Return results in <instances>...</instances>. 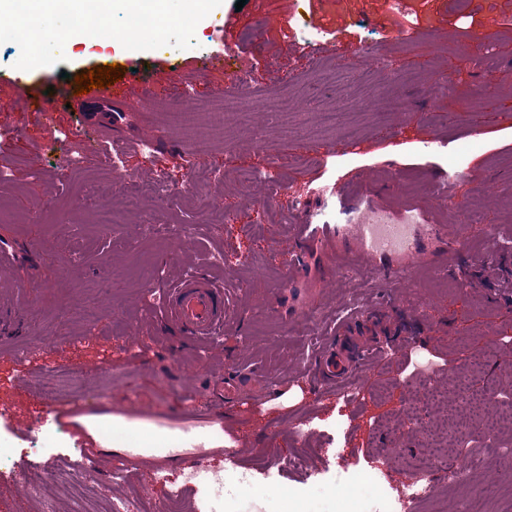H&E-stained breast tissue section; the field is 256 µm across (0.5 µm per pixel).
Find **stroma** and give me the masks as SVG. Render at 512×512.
<instances>
[{
    "label": "stroma",
    "mask_w": 512,
    "mask_h": 512,
    "mask_svg": "<svg viewBox=\"0 0 512 512\" xmlns=\"http://www.w3.org/2000/svg\"><path fill=\"white\" fill-rule=\"evenodd\" d=\"M236 2L209 0L198 20L184 0H167L177 24L164 37L130 32L117 11L104 18L106 33L85 40L0 44V170L7 173L0 240L15 254L14 265L0 269V305L24 317L15 334L0 335V445L16 451L14 478L0 482V512H40L26 492L39 465L26 452L44 383L59 389L50 432L65 481L93 478L92 498L111 500L118 512L135 503L153 512L173 494L183 512H347L359 496L354 476L369 471L396 498L413 467L434 453L408 434L412 409L441 428L463 385L512 394V252L504 249L512 242V0H472L466 12L449 0H404L400 14L386 0ZM310 21L323 30L317 55L307 52ZM235 48L252 66L249 85L234 91L226 74L196 71V61ZM488 56L495 59L489 76ZM113 63L124 69L118 94L140 138L162 139L155 149L101 142L86 113L67 106L77 75ZM324 71L347 75L373 100L353 115V132L309 128L310 112L347 107L321 79ZM44 94L49 113L29 111L27 98ZM284 96L293 104L285 120ZM66 151L82 162L64 175ZM115 152L144 189L137 209L109 172ZM281 157L294 165L277 167ZM452 165L463 174L460 186L446 202L434 201L433 183ZM199 168L209 177L182 198ZM270 168L275 181L246 188L234 180L239 170ZM159 181L167 193H151ZM334 183L355 208L401 220L421 213L455 224L471 199L482 206L481 223L464 231L472 287L416 292L378 273H348L337 260L335 278L310 306L315 340L333 336L336 310L350 295L370 308L392 306L410 332L398 357L377 356L352 375L358 396L348 401L311 377L315 340L295 335L297 316L273 303L293 246L292 197L312 199ZM100 204L111 208L112 228L98 224ZM147 224L160 232L146 234ZM219 255L216 274L235 319L215 351L173 334L161 294L182 268ZM88 305L98 308L91 325L75 316ZM20 343L31 352L23 364L13 358ZM413 352L441 370L440 401L411 378ZM229 370L244 382L245 397L220 408L211 380ZM267 378L277 381L274 392H266ZM499 417V406L488 405L466 439L449 430V452L472 448L469 478L451 486L435 472L438 496L410 512H465L475 498L486 512H512V462L500 453L512 446V430ZM178 428L204 435L211 469L223 470L225 449H240L251 489L213 500L156 484L157 467L176 479L185 470L167 455ZM133 445L146 448L144 459L113 478L111 462ZM300 450L307 468L289 467ZM317 467L326 485L313 493L308 472Z\"/></svg>",
    "instance_id": "35a3bbf8"
}]
</instances>
